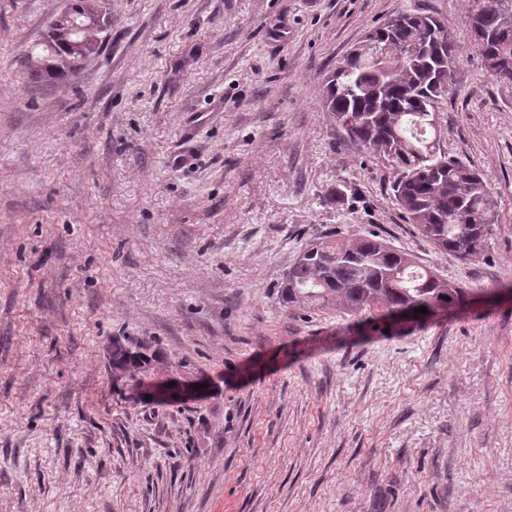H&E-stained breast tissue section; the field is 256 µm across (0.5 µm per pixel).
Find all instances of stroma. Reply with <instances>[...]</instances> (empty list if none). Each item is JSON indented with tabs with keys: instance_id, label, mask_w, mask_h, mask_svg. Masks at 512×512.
Here are the masks:
<instances>
[{
	"instance_id": "35a3bbf8",
	"label": "stroma",
	"mask_w": 512,
	"mask_h": 512,
	"mask_svg": "<svg viewBox=\"0 0 512 512\" xmlns=\"http://www.w3.org/2000/svg\"><path fill=\"white\" fill-rule=\"evenodd\" d=\"M61 6L0 0V512H512V83L468 0H106L102 49L29 78ZM414 9L460 54L440 145L498 202L468 261L321 106ZM369 232L469 296L391 327L286 302L309 243ZM116 336L216 390L138 395ZM35 50H38L39 56L37 59V69L34 70L32 73L33 78L58 80L68 75L63 61H55L57 63L56 66L49 65V63L52 61H46L45 59V56L47 55L48 51L44 43H39L35 47Z\"/></svg>"
}]
</instances>
